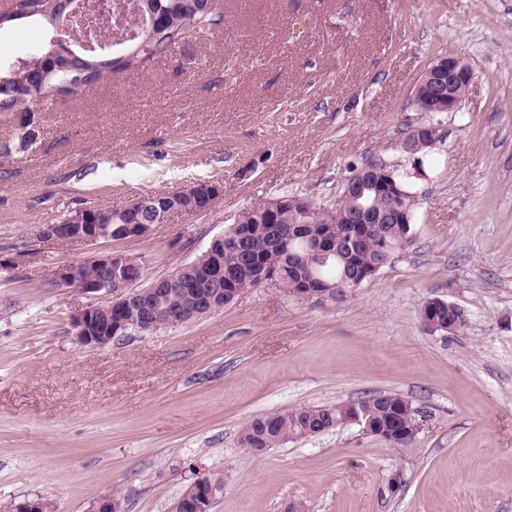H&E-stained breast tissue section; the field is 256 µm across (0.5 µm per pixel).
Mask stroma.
<instances>
[{"mask_svg": "<svg viewBox=\"0 0 512 512\" xmlns=\"http://www.w3.org/2000/svg\"><path fill=\"white\" fill-rule=\"evenodd\" d=\"M224 26L138 72L41 106L36 144L0 154V512L42 498L91 512H170L198 476L211 512H512V0H223ZM54 31L0 28V76ZM474 77L459 111H417L436 58ZM432 124L434 145L402 149ZM379 159L416 194L413 243L346 298L300 300L268 282L209 317L102 347L73 318L90 297L55 286L83 245L43 225L91 203L218 183L206 212L170 214L99 250L142 256L153 281L194 260L235 215L280 194L334 204ZM465 313L428 331L423 303ZM396 393L418 411L410 445L349 425L260 456L253 417ZM399 475L398 489L389 479ZM440 304L448 306L447 326L445 325V323L441 322V320H439L436 315L437 306ZM455 306L456 305L452 303H446L444 300H441V303L435 301L427 302V305L423 312V323L425 327L431 332H444L448 334H455L462 331L465 328V320L463 319V317L457 316L455 318H452L449 315L452 309L455 308Z\"/></svg>", "mask_w": 512, "mask_h": 512, "instance_id": "1", "label": "stroma"}]
</instances>
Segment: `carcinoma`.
I'll return each mask as SVG.
<instances>
[{"label":"carcinoma","instance_id":"cac0c4a2","mask_svg":"<svg viewBox=\"0 0 512 512\" xmlns=\"http://www.w3.org/2000/svg\"><path fill=\"white\" fill-rule=\"evenodd\" d=\"M34 12L25 15L21 7L0 10V26L25 18L42 21L53 27L67 15L66 0H31ZM141 22L134 36H120L114 29L107 30L113 49L101 53L81 48L77 44L50 43L44 55L35 58L28 77V86L19 90L0 82V112L13 111L22 106L20 128L11 141L0 142V150L9 152L11 143L26 148L36 143L41 125L36 107L54 97L69 95L77 90L98 83L107 73L138 71L155 57L165 54L172 47L188 44L194 37L204 36L224 23V12L219 0H135ZM400 187L406 197L377 196L365 191L360 202L388 206L395 203L402 209L400 218L392 224L352 223L354 204H347L332 222H326V211L314 200L302 196L299 208H288L289 196H274L241 211L224 232L222 257L224 272L232 274L231 282L217 286L198 271L187 266L168 275L166 285L169 297L151 307L152 319L160 327L168 324L169 310L181 307L192 310L199 299L219 289L210 314H216L234 303L242 294L260 287L263 280L280 283L294 295L309 289H328L330 296L343 297L355 288L372 280L389 265L396 252L413 242L412 223L415 200L405 182ZM157 205H178L195 210L206 200L191 198L176 192L154 195ZM152 215L141 212L133 205L112 210L92 208L93 224L112 225V238L121 239L120 224L149 222ZM328 235L336 241L335 249L321 259L309 249L311 240ZM130 261L139 266L137 279L131 280L124 273H112V295L119 297L142 290L138 280L143 278V257L132 256ZM359 409L383 423L396 420L402 426L416 421V409L394 393L373 395L361 400ZM340 408L331 406H301L275 412L271 416L254 417L241 428L239 445L254 453L259 448H276L290 441V433L300 427L314 432L336 428Z\"/></svg>","mask_w":512,"mask_h":512}]
</instances>
